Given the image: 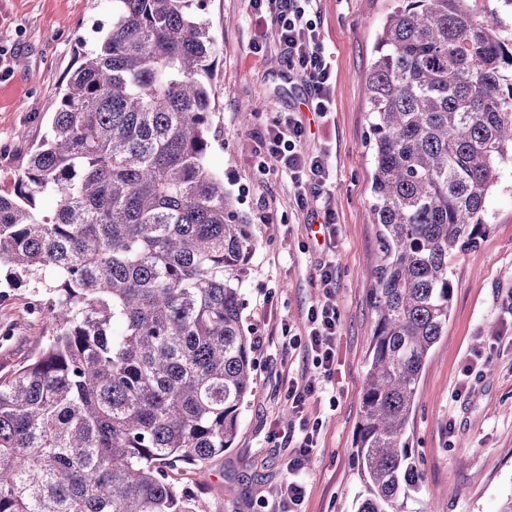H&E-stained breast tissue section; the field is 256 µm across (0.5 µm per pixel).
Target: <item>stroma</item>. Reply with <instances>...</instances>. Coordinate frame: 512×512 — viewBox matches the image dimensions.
Listing matches in <instances>:
<instances>
[{
	"mask_svg": "<svg viewBox=\"0 0 512 512\" xmlns=\"http://www.w3.org/2000/svg\"><path fill=\"white\" fill-rule=\"evenodd\" d=\"M394 6L317 0L318 32L334 64L335 107L322 118L307 109L301 77L267 42L250 0H205L201 16L217 47L211 101L221 130L208 164L260 242L241 287L242 321L249 336L264 339L232 448L203 469L174 474L210 512H286L293 449L282 415L292 378L319 387L306 407L321 430L304 466L301 512L356 510L362 485L352 451L374 329L369 294L378 231L365 84L375 39ZM111 27L112 0H0L1 189H13L30 147L47 135L69 77ZM247 105L252 116L244 122ZM282 112L301 113L305 153L329 155L332 241L308 229L307 215L292 204L291 182L270 160L263 134ZM488 223L477 255L461 253L449 263L448 327L421 371L407 427L422 480L405 512H499L512 495V166L500 171ZM328 249L336 261L339 326L326 378L311 352L286 343L304 335L308 312L322 298L318 267ZM34 293L25 282H0V376L22 364L45 334V321L29 313ZM274 431L279 439H271Z\"/></svg>",
	"mask_w": 512,
	"mask_h": 512,
	"instance_id": "stroma-1",
	"label": "stroma"
}]
</instances>
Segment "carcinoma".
<instances>
[{"mask_svg": "<svg viewBox=\"0 0 512 512\" xmlns=\"http://www.w3.org/2000/svg\"><path fill=\"white\" fill-rule=\"evenodd\" d=\"M467 0H398L366 97L378 224L355 439L357 512H402L421 473L416 385L448 327V263L488 232L512 162V38ZM204 0H112L11 191L0 270L45 293L46 335L0 376V512H207L170 472L232 447L254 344L240 285L257 241L208 165ZM54 198L51 214L36 196Z\"/></svg>", "mask_w": 512, "mask_h": 512, "instance_id": "carcinoma-1", "label": "carcinoma"}]
</instances>
